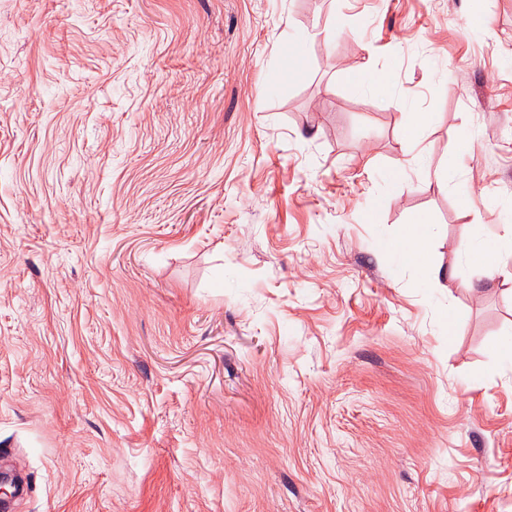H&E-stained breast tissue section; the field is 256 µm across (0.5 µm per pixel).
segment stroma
Here are the masks:
<instances>
[{"label":"stroma","mask_w":512,"mask_h":512,"mask_svg":"<svg viewBox=\"0 0 512 512\" xmlns=\"http://www.w3.org/2000/svg\"><path fill=\"white\" fill-rule=\"evenodd\" d=\"M418 211L426 288L380 250ZM495 224L512 0H0L10 512H512ZM348 79L352 80L361 90L377 96H386L391 89L390 76L386 70L365 73L359 70L347 71ZM434 120L431 112H410L409 122L405 129V142L409 150L418 143L422 134L432 125ZM499 232L481 239L469 253L472 265L483 267L491 277L512 281V225L502 224Z\"/></svg>","instance_id":"obj_1"}]
</instances>
